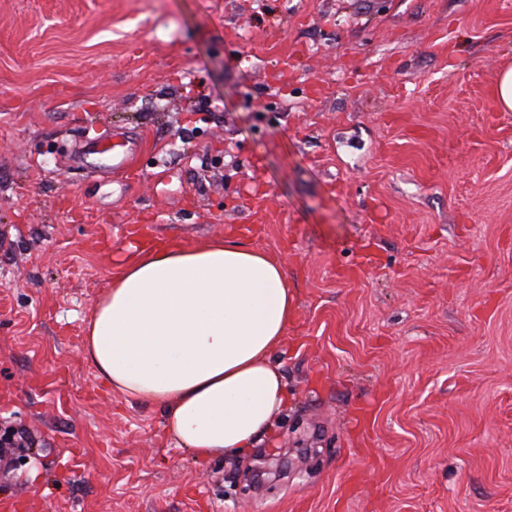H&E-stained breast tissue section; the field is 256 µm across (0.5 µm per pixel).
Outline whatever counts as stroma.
<instances>
[{
  "label": "stroma",
  "mask_w": 512,
  "mask_h": 512,
  "mask_svg": "<svg viewBox=\"0 0 512 512\" xmlns=\"http://www.w3.org/2000/svg\"><path fill=\"white\" fill-rule=\"evenodd\" d=\"M509 67L512 0H0V497L512 512ZM105 134L128 172L69 165ZM230 229L285 264L291 404L201 460L84 340L132 233Z\"/></svg>",
  "instance_id": "stroma-1"
}]
</instances>
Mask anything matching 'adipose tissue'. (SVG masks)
Here are the masks:
<instances>
[{
    "label": "adipose tissue",
    "mask_w": 512,
    "mask_h": 512,
    "mask_svg": "<svg viewBox=\"0 0 512 512\" xmlns=\"http://www.w3.org/2000/svg\"><path fill=\"white\" fill-rule=\"evenodd\" d=\"M294 312L281 259L227 234L124 261L86 354L113 392L163 409L176 447L240 458L288 407L273 355Z\"/></svg>",
    "instance_id": "1"
}]
</instances>
